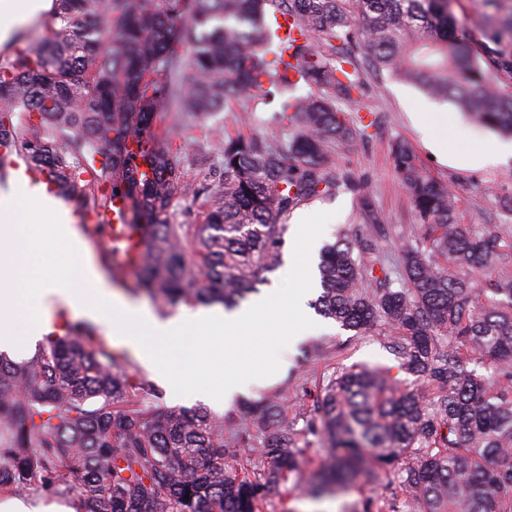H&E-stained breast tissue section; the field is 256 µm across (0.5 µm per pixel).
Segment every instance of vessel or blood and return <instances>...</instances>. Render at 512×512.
<instances>
[{
	"mask_svg": "<svg viewBox=\"0 0 512 512\" xmlns=\"http://www.w3.org/2000/svg\"><path fill=\"white\" fill-rule=\"evenodd\" d=\"M6 171L15 178L28 183L46 182V174L33 166L21 154L8 159ZM53 203L68 214L72 223L78 224L84 235L100 239L102 244L120 246L119 267L131 269L133 261L143 251V236L130 222L127 201L119 195L111 196L109 206L102 211L84 207L76 203L70 196L55 191L51 194Z\"/></svg>",
	"mask_w": 512,
	"mask_h": 512,
	"instance_id": "1",
	"label": "vessel or blood"
}]
</instances>
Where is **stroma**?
<instances>
[{"instance_id": "obj_1", "label": "stroma", "mask_w": 512, "mask_h": 512, "mask_svg": "<svg viewBox=\"0 0 512 512\" xmlns=\"http://www.w3.org/2000/svg\"><path fill=\"white\" fill-rule=\"evenodd\" d=\"M367 88L359 102L349 104V111L360 116L373 115L375 126L369 127L368 140L349 143H333L329 149L339 167L366 177L372 190L373 203L387 227L388 237L398 242L412 238L416 217L409 195L401 187L393 168L391 144L393 140H405L415 153L419 164L439 183L450 187L456 196L457 220L470 229L499 228L512 221L503 209V202L512 196V157L507 162L477 167L467 161L465 149L476 142L497 139V132L479 126L469 114L457 111L447 102H435L419 87L391 78L388 73H368ZM254 93L248 92L231 103L224 113V129L227 133L250 135L265 132V115L253 112ZM415 112H444L448 115L447 127L441 128L440 146L426 140L413 122ZM161 138L173 137L183 146L193 162L185 168L187 182H197L201 177L199 158L212 154L210 127L190 113L172 116L161 112L153 126ZM316 212L331 213L320 243H331L336 231L362 221L361 204L356 195L342 191L329 197H318L301 206L299 212L289 213L288 224H295L299 214ZM316 326L309 338L303 339L293 351H281L282 368L275 375V384H283L301 372H310L321 365L323 351L329 346L347 341L349 331L329 324L327 319L316 317ZM348 363H370L396 368L393 355L372 339L350 342ZM370 488L354 491L337 498L312 500L290 497L288 500L270 498L266 512H346L362 496L370 495Z\"/></svg>"}]
</instances>
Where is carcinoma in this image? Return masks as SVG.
<instances>
[{"mask_svg": "<svg viewBox=\"0 0 512 512\" xmlns=\"http://www.w3.org/2000/svg\"><path fill=\"white\" fill-rule=\"evenodd\" d=\"M455 0H55L41 43L0 62V160L22 153L86 197L121 189L145 249L133 291L162 304L240 305L281 262L280 219L303 203L355 193L367 230L324 246L315 312L353 332L325 351L322 376L294 377L246 415L169 406L96 327L59 314L58 331L14 362L0 354V492H78L77 512H264L286 486L319 498L365 477L384 490L351 512H512V280L494 274L503 231L461 227L454 194L408 145L391 156L419 220L393 245L368 181L339 171L330 141L367 136L339 108L386 71L512 135V0H482L486 43L470 47ZM288 22L281 38L269 24ZM190 50L173 48L179 34ZM195 83L184 88V72ZM279 101L273 131L215 128L223 175L184 183L186 153L152 134L160 105L201 117L244 90L253 110ZM87 172L89 180L81 179ZM207 206L182 224L174 199ZM464 274L451 276L437 256ZM378 341L422 389L383 366L341 362ZM327 454L308 471L297 455Z\"/></svg>", "mask_w": 512, "mask_h": 512, "instance_id": "cac0c4a2", "label": "carcinoma"}]
</instances>
